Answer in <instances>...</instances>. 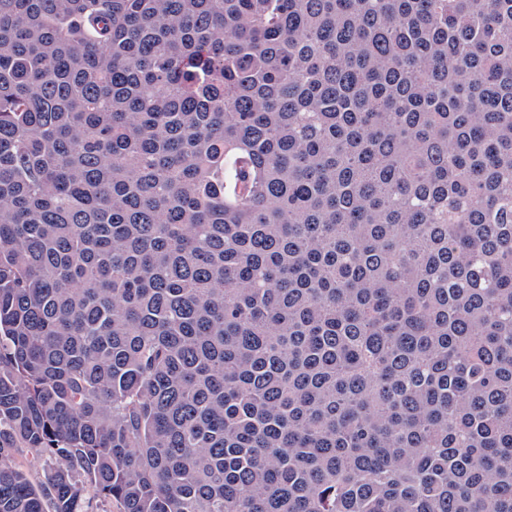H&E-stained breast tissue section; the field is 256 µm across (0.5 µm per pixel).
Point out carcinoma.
Wrapping results in <instances>:
<instances>
[{
    "label": "carcinoma",
    "mask_w": 512,
    "mask_h": 512,
    "mask_svg": "<svg viewBox=\"0 0 512 512\" xmlns=\"http://www.w3.org/2000/svg\"><path fill=\"white\" fill-rule=\"evenodd\" d=\"M87 484L512 512V0H0V512Z\"/></svg>",
    "instance_id": "carcinoma-1"
}]
</instances>
